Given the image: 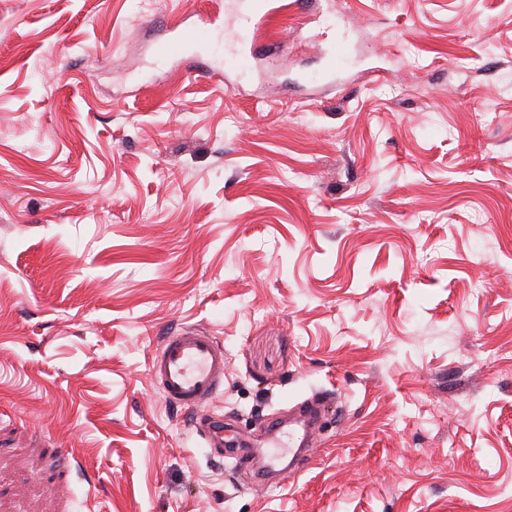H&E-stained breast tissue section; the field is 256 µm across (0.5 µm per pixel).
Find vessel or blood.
I'll list each match as a JSON object with an SVG mask.
<instances>
[{"instance_id":"vessel-or-blood-1","label":"vessel or blood","mask_w":512,"mask_h":512,"mask_svg":"<svg viewBox=\"0 0 512 512\" xmlns=\"http://www.w3.org/2000/svg\"><path fill=\"white\" fill-rule=\"evenodd\" d=\"M279 11L275 0H253L252 9L227 11L224 28L237 43H251ZM210 40V26H183L171 49L176 52ZM150 373L166 402L195 413L191 425L214 454L244 456V449H225L223 420L203 413L204 407L224 392V347L216 337L199 328L183 329L164 337L151 358Z\"/></svg>"}]
</instances>
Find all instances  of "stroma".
<instances>
[{
    "label": "stroma",
    "mask_w": 512,
    "mask_h": 512,
    "mask_svg": "<svg viewBox=\"0 0 512 512\" xmlns=\"http://www.w3.org/2000/svg\"><path fill=\"white\" fill-rule=\"evenodd\" d=\"M235 89L225 0H0V512H512V0H293ZM348 70L331 73L334 48ZM224 346L272 485L149 371ZM211 22L205 26L189 25V26H176L179 29V35L177 40L167 47L163 54L168 55L169 53L181 50L187 45H204L211 41ZM180 27V28H179ZM318 415V408L314 403H310L308 406H306L303 417L306 419H296L290 422L289 425H293L296 427H293L291 430L288 431V451H290L291 447L290 443L295 439V436L297 433H300L302 431L301 436H298L299 445H298V451L302 452L304 448L300 447H306L308 446L309 442V429L312 425L310 421H313L316 416ZM191 425L207 447L212 448L214 454L224 459V418L214 420L210 416L201 415L192 420Z\"/></svg>",
    "instance_id": "1"
}]
</instances>
